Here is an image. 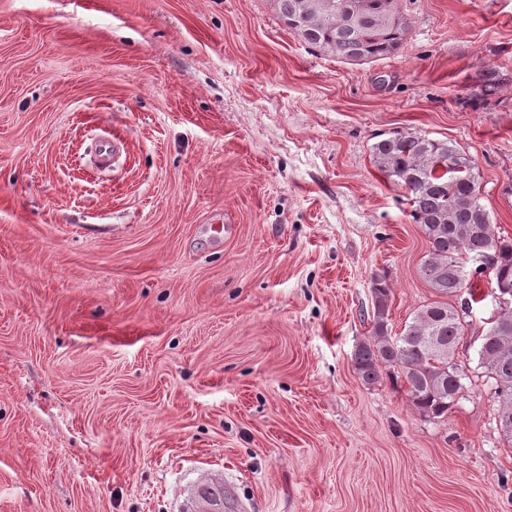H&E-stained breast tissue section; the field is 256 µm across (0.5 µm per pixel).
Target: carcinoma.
Returning a JSON list of instances; mask_svg holds the SVG:
<instances>
[{
	"label": "carcinoma",
	"mask_w": 512,
	"mask_h": 512,
	"mask_svg": "<svg viewBox=\"0 0 512 512\" xmlns=\"http://www.w3.org/2000/svg\"><path fill=\"white\" fill-rule=\"evenodd\" d=\"M288 26L307 44L349 65L387 58L402 46L408 31L398 0H276ZM375 166L407 192L410 217L429 244L421 264L424 281L436 300L414 313L402 332L388 329L390 288L386 278L372 280V330L352 355L354 370L366 385L383 374L407 385L409 403L423 417L444 419L461 399L468 373L458 348L474 292L470 273L493 267V288L512 290V238L501 236L482 204L475 159L448 140L393 129L374 142ZM496 303L491 322L477 337V368L494 383L496 425L512 442V293Z\"/></svg>",
	"instance_id": "cac0c4a2"
}]
</instances>
